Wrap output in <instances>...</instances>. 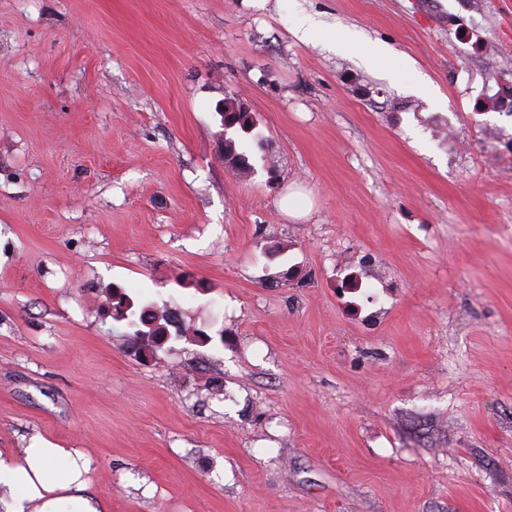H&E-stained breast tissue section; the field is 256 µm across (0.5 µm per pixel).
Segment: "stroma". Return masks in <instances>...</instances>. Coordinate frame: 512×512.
<instances>
[{"label": "stroma", "instance_id": "35a3bbf8", "mask_svg": "<svg viewBox=\"0 0 512 512\" xmlns=\"http://www.w3.org/2000/svg\"><path fill=\"white\" fill-rule=\"evenodd\" d=\"M507 46L512 0H0V448L107 512H512ZM116 287L189 335L137 357ZM223 131L220 133V139L224 145V164L225 166L238 174L254 173L255 167L250 163L249 157L245 152H239L235 140L228 137L230 130L239 128L242 131L253 129L255 123L251 112H248L239 99L235 97L224 98V110L220 112ZM224 134V136H222ZM289 189L291 191L287 192L280 200L282 212L292 218L305 217L311 207L308 196L299 190H293L291 187ZM294 200H301L302 202L295 204Z\"/></svg>", "mask_w": 512, "mask_h": 512}]
</instances>
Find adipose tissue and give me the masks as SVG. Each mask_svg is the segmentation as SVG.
I'll return each mask as SVG.
<instances>
[{
    "label": "adipose tissue",
    "mask_w": 512,
    "mask_h": 512,
    "mask_svg": "<svg viewBox=\"0 0 512 512\" xmlns=\"http://www.w3.org/2000/svg\"><path fill=\"white\" fill-rule=\"evenodd\" d=\"M88 458L31 439L20 454L0 450V512H106L88 492Z\"/></svg>",
    "instance_id": "obj_1"
}]
</instances>
